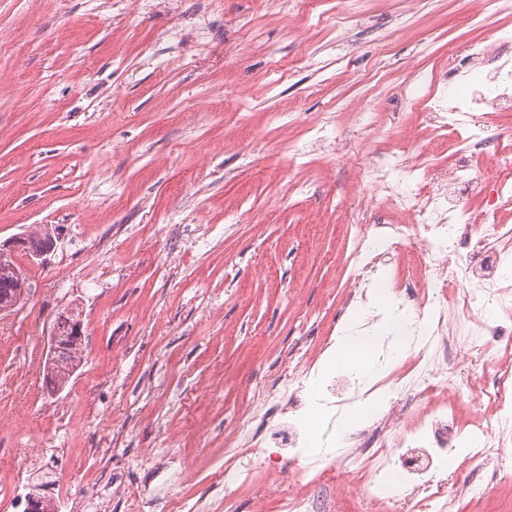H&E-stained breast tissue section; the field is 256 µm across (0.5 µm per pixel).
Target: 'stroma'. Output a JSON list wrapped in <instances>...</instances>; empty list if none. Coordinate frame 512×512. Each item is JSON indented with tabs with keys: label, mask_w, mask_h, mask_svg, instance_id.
I'll return each instance as SVG.
<instances>
[{
	"label": "stroma",
	"mask_w": 512,
	"mask_h": 512,
	"mask_svg": "<svg viewBox=\"0 0 512 512\" xmlns=\"http://www.w3.org/2000/svg\"><path fill=\"white\" fill-rule=\"evenodd\" d=\"M512 34L460 0H0V242L47 225L31 292L0 313V512L62 494L68 512H144L189 497L222 512L224 434L288 372H319L342 305L357 224L391 223L367 154L445 161L461 130L430 133L396 94L444 98L450 53ZM383 83L377 97L370 86ZM368 294L387 310L419 272L405 250ZM78 312L83 359L57 394L43 379L59 313ZM337 387L336 411L384 391ZM30 449L19 488L12 451ZM449 491L512 472L452 453Z\"/></svg>",
	"instance_id": "35a3bbf8"
}]
</instances>
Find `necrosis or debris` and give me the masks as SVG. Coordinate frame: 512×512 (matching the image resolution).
I'll use <instances>...</instances> for the list:
<instances>
[{
    "label": "necrosis or debris",
    "instance_id": "1",
    "mask_svg": "<svg viewBox=\"0 0 512 512\" xmlns=\"http://www.w3.org/2000/svg\"><path fill=\"white\" fill-rule=\"evenodd\" d=\"M451 79L466 95L448 98V109L431 112L434 129H464L462 147L448 164L410 160L422 190L403 187L391 173L396 155L382 157L371 183L399 213L394 224H359L347 258L354 287L348 301L370 287L392 248L415 247L424 260L422 283L398 290V309L407 330L427 357L416 371L398 374L372 425L330 463L314 462L302 483L281 461L266 455L269 444L296 448L307 438L295 411V375L285 376L246 404L239 425L224 438L225 456L236 468L224 472V512H237L238 495L254 491L255 512H266L275 496L278 512H338L342 499L359 512H458L441 462L461 445L475 458L491 457L512 443V363L493 362L512 324V287L501 275L512 260V229L498 226L503 247L486 246L467 202L493 190L487 214L512 208V156L499 154V130L485 114L512 111V36L474 40L448 57ZM482 298L502 302L492 320L469 312ZM327 486L322 497L311 489Z\"/></svg>",
    "mask_w": 512,
    "mask_h": 512
}]
</instances>
